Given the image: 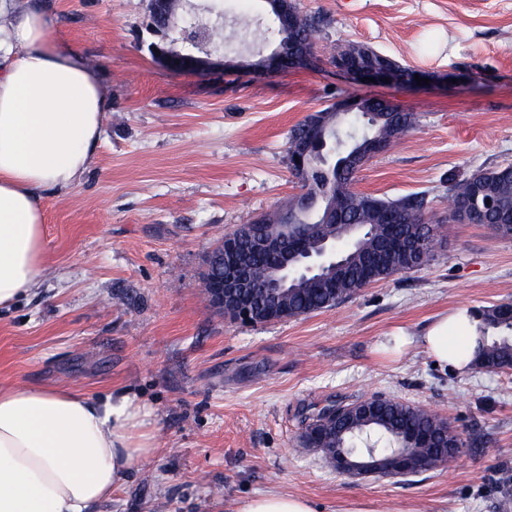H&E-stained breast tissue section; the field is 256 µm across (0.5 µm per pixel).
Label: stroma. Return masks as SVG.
<instances>
[{
  "label": "stroma",
  "mask_w": 512,
  "mask_h": 512,
  "mask_svg": "<svg viewBox=\"0 0 512 512\" xmlns=\"http://www.w3.org/2000/svg\"><path fill=\"white\" fill-rule=\"evenodd\" d=\"M58 43L109 90L103 135L82 180L46 189L41 288L0 312V383L117 390L153 410L163 448L100 512H237L277 491L318 512H512V370L457 375L420 343L440 313L512 301V238L451 219L450 185L512 165V0H296L316 17L320 70L179 74L149 52L150 0H38ZM213 6L231 58L270 52L263 0ZM349 44L434 74L403 89L357 86L331 63ZM350 94L379 95L417 125L359 171L356 191L423 196L441 223L433 259L297 319L230 322L205 298L206 253L303 191L291 130ZM372 395L427 406L466 442L447 466L404 480L355 478L300 447L305 416Z\"/></svg>",
  "instance_id": "1"
}]
</instances>
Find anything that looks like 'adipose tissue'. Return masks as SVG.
<instances>
[{"instance_id": "adipose-tissue-1", "label": "adipose tissue", "mask_w": 512, "mask_h": 512, "mask_svg": "<svg viewBox=\"0 0 512 512\" xmlns=\"http://www.w3.org/2000/svg\"><path fill=\"white\" fill-rule=\"evenodd\" d=\"M0 309L38 288L46 272L37 193L67 189L88 171L108 90L99 72L51 35L32 6L0 38ZM478 312L441 314L422 337L438 364L464 375L482 339ZM152 411L121 391L97 400L68 387L0 384V512H95L159 444ZM237 512H316L303 497L266 492Z\"/></svg>"}]
</instances>
